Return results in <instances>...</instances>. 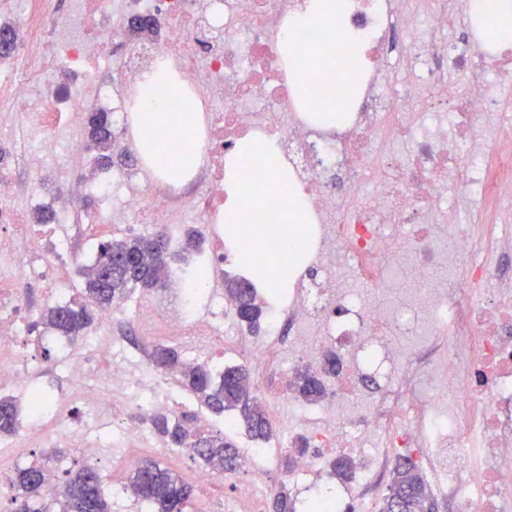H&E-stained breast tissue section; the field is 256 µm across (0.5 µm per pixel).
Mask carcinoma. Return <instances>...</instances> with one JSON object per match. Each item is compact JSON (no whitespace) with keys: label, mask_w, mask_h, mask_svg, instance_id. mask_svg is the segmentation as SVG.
Wrapping results in <instances>:
<instances>
[{"label":"carcinoma","mask_w":512,"mask_h":512,"mask_svg":"<svg viewBox=\"0 0 512 512\" xmlns=\"http://www.w3.org/2000/svg\"><path fill=\"white\" fill-rule=\"evenodd\" d=\"M89 134L98 146L94 164H113L112 125L108 113L92 112L88 116ZM170 239L161 230L124 238H105L97 244L91 265L81 270L83 291L79 299L51 305L41 313V324L57 335L74 342L84 338L96 313L118 307L132 291L164 288L170 281L167 255ZM224 296L234 307L239 321L249 330L261 325L262 307L256 288L244 278L226 282ZM156 367L177 372L179 385L192 394L201 405L215 414L236 412L237 425L246 429L251 438L266 442L273 437L271 424L253 394L249 369L242 365L226 366L215 372L202 365L181 360L178 351L157 344L150 353ZM292 389L306 401H315L324 393L322 377L298 372L290 382ZM21 409L11 397H0V437L15 435L20 428ZM147 420L155 433L176 448H186L216 474L238 468V452L233 433H190L185 419L174 414H150ZM336 476L347 480L356 470L355 461L339 454L329 461ZM129 482L137 498L149 512H186L193 488L178 475L154 460L140 462L131 472ZM47 477L42 463L31 462L17 470L13 480L15 512H111L104 495V479L99 468L86 463L68 478L54 503L43 501ZM429 500L427 484L420 468L406 457L394 465V477L381 512H390L399 503L405 512H419Z\"/></svg>","instance_id":"1"}]
</instances>
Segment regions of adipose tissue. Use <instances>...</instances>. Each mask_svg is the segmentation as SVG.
<instances>
[{"label":"adipose tissue","instance_id":"adipose-tissue-1","mask_svg":"<svg viewBox=\"0 0 512 512\" xmlns=\"http://www.w3.org/2000/svg\"><path fill=\"white\" fill-rule=\"evenodd\" d=\"M344 7L345 0H297L287 16L288 35L279 43L296 89L303 93L313 85L323 89L319 121L327 127L342 123L350 109L349 100L336 96L337 82L355 83L361 72L358 53L351 45L336 48L335 64L320 60L325 50L334 48V22ZM468 7L470 13L482 17L485 39L495 44L512 39V0H470ZM310 31L315 39L306 54L292 52L297 36ZM171 96L184 98L185 90L171 64L156 65L142 76L131 94L130 118L139 153L149 164H161L166 178L176 181L197 171L203 141L199 100H192L186 111L163 110L160 100Z\"/></svg>","mask_w":512,"mask_h":512}]
</instances>
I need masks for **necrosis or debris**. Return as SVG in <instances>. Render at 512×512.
Returning a JSON list of instances; mask_svg holds the SVG:
<instances>
[{"label":"necrosis or debris","mask_w":512,"mask_h":512,"mask_svg":"<svg viewBox=\"0 0 512 512\" xmlns=\"http://www.w3.org/2000/svg\"><path fill=\"white\" fill-rule=\"evenodd\" d=\"M293 2L71 0L70 16L61 17L47 0H20L25 38L0 48V86L36 99L42 134L52 133L56 117L83 123L80 96L90 84L96 108L112 115L113 135L127 138L128 99L114 87H134L163 56L191 93L208 100L209 111L206 159L183 183L137 164L69 172L41 151H27L11 115L0 114V222L25 226L31 214L48 212L53 224L49 236L30 234L24 251L12 235H0V396H33L23 348L35 309L23 299L24 286L52 280L43 302L66 299L59 267L74 249L64 227L89 198L100 204V224L128 226L145 215L173 232L185 210L200 215L216 244L199 258L213 271L205 309L186 298L177 277L180 312L142 299L137 323L191 352L246 346L254 361L265 360L266 343L250 341L220 289L224 159L239 140L261 133L280 141L317 226L307 265L288 303L270 310L265 334L288 365L316 366L324 352L341 363L323 400L294 406L311 450L291 476L302 512H368L362 492L391 463L376 453L379 444L419 449L426 460L447 449L429 484L451 512H512V238L492 233L505 218L501 201L512 196V129L498 130L491 162L477 136L480 118L502 107L485 75L512 77V44L483 48L446 37L453 24L448 0H420L415 9L405 0H347L340 24L362 39L365 82L349 125L329 129L314 125L310 105L296 100L278 53ZM109 8L124 23L147 24L156 39L138 41V54L125 52L103 21ZM398 66L422 70V84L388 92ZM452 70L469 73V83L449 87ZM64 71L69 81H59ZM50 169L59 175L55 192L17 205L23 184ZM452 187L463 197L480 193L483 223L452 219ZM403 258L412 264L414 288L393 305L372 302L365 288H395ZM87 346L112 369L97 381L83 358H64L71 397L86 412L82 448L98 459L115 433L124 446L149 447L145 418L168 397L146 384L134 404L118 407L112 392L130 381L124 344L107 322ZM332 449L361 459L355 481L344 491L308 494L310 476ZM271 490L267 468H252L206 512H265Z\"/></svg>","instance_id":"obj_1"}]
</instances>
